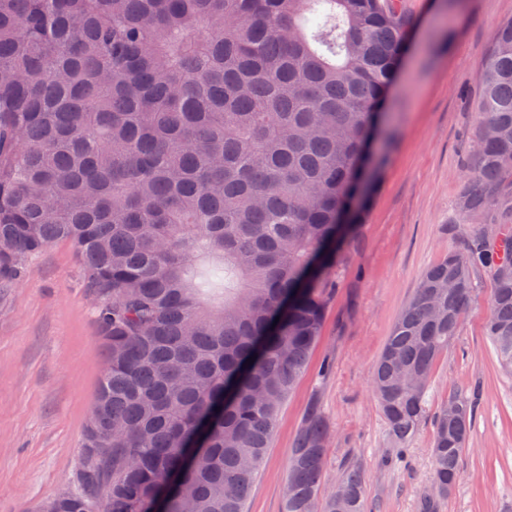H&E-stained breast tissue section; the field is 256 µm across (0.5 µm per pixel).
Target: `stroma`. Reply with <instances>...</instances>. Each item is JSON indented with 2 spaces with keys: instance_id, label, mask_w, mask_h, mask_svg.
Instances as JSON below:
<instances>
[{
  "instance_id": "obj_1",
  "label": "stroma",
  "mask_w": 512,
  "mask_h": 512,
  "mask_svg": "<svg viewBox=\"0 0 512 512\" xmlns=\"http://www.w3.org/2000/svg\"><path fill=\"white\" fill-rule=\"evenodd\" d=\"M409 49L385 110L394 139L376 201L350 243L322 337L281 408L247 512H280L288 458L311 396L329 422L326 491L351 465L365 475L367 512H420L431 481L432 417L450 395L477 391L456 486L437 512H512V374L486 334L491 275L476 288L435 364L429 418L396 455L371 389L373 368L421 272L474 225L457 203L477 128L480 63L512 0H394ZM104 362L94 303L71 246L54 244L25 278L0 290V512H35L87 467L81 446Z\"/></svg>"
}]
</instances>
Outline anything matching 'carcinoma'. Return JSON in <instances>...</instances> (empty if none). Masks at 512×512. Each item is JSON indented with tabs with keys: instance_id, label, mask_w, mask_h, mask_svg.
Segmentation results:
<instances>
[{
	"instance_id": "carcinoma-1",
	"label": "carcinoma",
	"mask_w": 512,
	"mask_h": 512,
	"mask_svg": "<svg viewBox=\"0 0 512 512\" xmlns=\"http://www.w3.org/2000/svg\"><path fill=\"white\" fill-rule=\"evenodd\" d=\"M407 29L391 0H0V288L70 244L105 353L88 468L39 512H247L381 182L367 153ZM480 70L459 200L479 228L422 272L372 378L397 447L480 269L512 371V19ZM449 402L431 448L444 489L476 397ZM328 431L311 401L281 512H365L357 467L343 499L324 490Z\"/></svg>"
}]
</instances>
